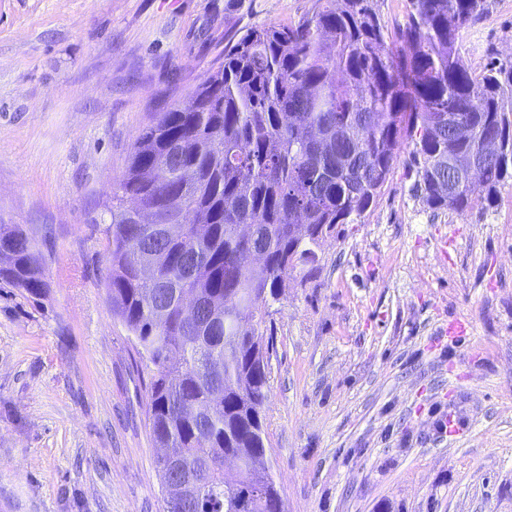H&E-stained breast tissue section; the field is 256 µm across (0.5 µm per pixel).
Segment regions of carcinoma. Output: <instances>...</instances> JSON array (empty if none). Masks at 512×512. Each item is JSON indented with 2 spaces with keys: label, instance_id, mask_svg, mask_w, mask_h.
Instances as JSON below:
<instances>
[{
  "label": "carcinoma",
  "instance_id": "carcinoma-1",
  "mask_svg": "<svg viewBox=\"0 0 512 512\" xmlns=\"http://www.w3.org/2000/svg\"><path fill=\"white\" fill-rule=\"evenodd\" d=\"M376 0H315L288 25L247 30L192 93L138 139L108 206L112 314L152 364L149 419L164 512H274L282 496L254 460L267 453L269 344L259 328L298 266L338 224L375 202L404 143L434 211L492 206L512 180V59L460 63L485 0H408L390 33ZM499 138L486 158L483 142ZM474 159L482 190H441L448 156ZM182 218L162 243L140 212ZM156 253L143 277L125 240ZM0 280L36 298L41 258L0 224ZM195 294L193 321L183 295Z\"/></svg>",
  "mask_w": 512,
  "mask_h": 512
}]
</instances>
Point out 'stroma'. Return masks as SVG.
Here are the masks:
<instances>
[{
  "label": "stroma",
  "mask_w": 512,
  "mask_h": 512,
  "mask_svg": "<svg viewBox=\"0 0 512 512\" xmlns=\"http://www.w3.org/2000/svg\"><path fill=\"white\" fill-rule=\"evenodd\" d=\"M313 7L0 0V223L25 227L48 284L34 299L0 282V512H163L149 363L107 299L104 203L225 49ZM493 57L512 58V0H486L465 39L468 70ZM415 182L401 153L260 326L286 512H512V181L464 213L430 210ZM454 319L471 331L451 341Z\"/></svg>",
  "instance_id": "obj_1"
}]
</instances>
